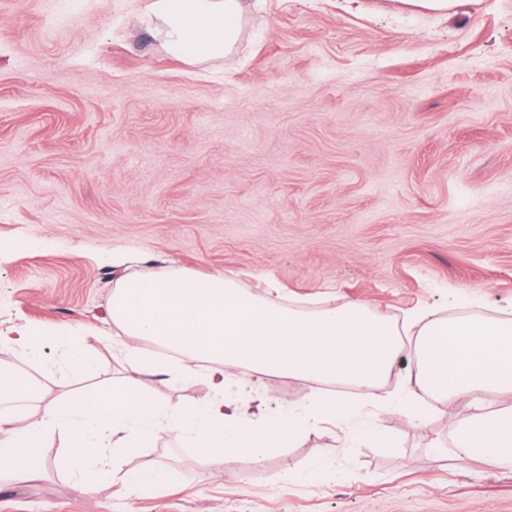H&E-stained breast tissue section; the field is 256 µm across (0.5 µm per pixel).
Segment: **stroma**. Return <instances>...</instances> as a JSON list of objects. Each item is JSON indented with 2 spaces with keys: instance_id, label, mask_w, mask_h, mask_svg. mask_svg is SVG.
Returning a JSON list of instances; mask_svg holds the SVG:
<instances>
[{
  "instance_id": "1",
  "label": "stroma",
  "mask_w": 512,
  "mask_h": 512,
  "mask_svg": "<svg viewBox=\"0 0 512 512\" xmlns=\"http://www.w3.org/2000/svg\"><path fill=\"white\" fill-rule=\"evenodd\" d=\"M147 0H0V330L79 325L103 380L171 403L209 400L141 373L106 344L112 287L146 265L229 274L305 306L360 300L397 317L423 308L512 307V0H459L443 16L399 0H261L234 51L192 65L168 54ZM43 404L88 390L62 347L5 357ZM312 383L281 376L252 414L301 406ZM371 410L391 448L343 444L324 423L216 469L173 436L120 462L166 467L176 485L78 494L68 442L0 478V512H512V465L436 457L454 417ZM321 457L317 482L294 474Z\"/></svg>"
}]
</instances>
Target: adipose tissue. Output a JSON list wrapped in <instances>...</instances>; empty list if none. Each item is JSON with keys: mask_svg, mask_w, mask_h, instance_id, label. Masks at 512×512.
<instances>
[{"mask_svg": "<svg viewBox=\"0 0 512 512\" xmlns=\"http://www.w3.org/2000/svg\"><path fill=\"white\" fill-rule=\"evenodd\" d=\"M149 12L165 49L182 61L202 63L232 52L243 25L244 0H151ZM112 343L148 375L165 374L186 386L199 377L214 383L212 399L172 404L137 386L109 384L25 415L40 388L19 377L0 389V467H12L51 436L70 441L65 463L78 485L118 480L141 494L172 483L164 468L129 472L119 459L149 446L158 433L173 434L216 466L240 455L263 458L324 422L342 433L392 447L377 430H355L367 410L395 407L384 389L401 378V413L425 418L429 401L447 405L493 394L501 407L450 424L458 460L478 457L491 468L512 464V318L474 310L451 317L436 310L396 321L359 301L309 311L262 299L227 275L202 277L180 269H140L114 286ZM152 350H144L143 342ZM272 375L311 382L303 406L285 404L251 418L226 408L224 387L259 390Z\"/></svg>", "mask_w": 512, "mask_h": 512, "instance_id": "obj_1", "label": "adipose tissue"}]
</instances>
